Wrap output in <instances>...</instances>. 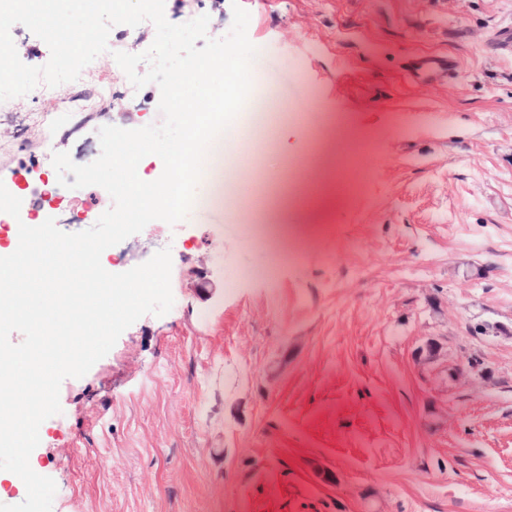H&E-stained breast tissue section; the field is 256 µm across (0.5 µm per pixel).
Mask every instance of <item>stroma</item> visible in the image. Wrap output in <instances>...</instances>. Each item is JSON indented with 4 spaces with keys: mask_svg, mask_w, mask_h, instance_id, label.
Here are the masks:
<instances>
[{
    "mask_svg": "<svg viewBox=\"0 0 512 512\" xmlns=\"http://www.w3.org/2000/svg\"><path fill=\"white\" fill-rule=\"evenodd\" d=\"M248 11L279 115L222 207L115 245L185 252L40 426L52 512H512V0H165L207 35ZM455 78L414 86L408 57ZM114 83L112 123L163 121ZM19 185L35 148L0 143ZM441 351L420 357L427 341ZM484 361L486 378L460 364ZM458 70V61L452 55L427 54L414 57L406 66V78L418 85H429L450 78Z\"/></svg>",
    "mask_w": 512,
    "mask_h": 512,
    "instance_id": "stroma-1",
    "label": "stroma"
}]
</instances>
